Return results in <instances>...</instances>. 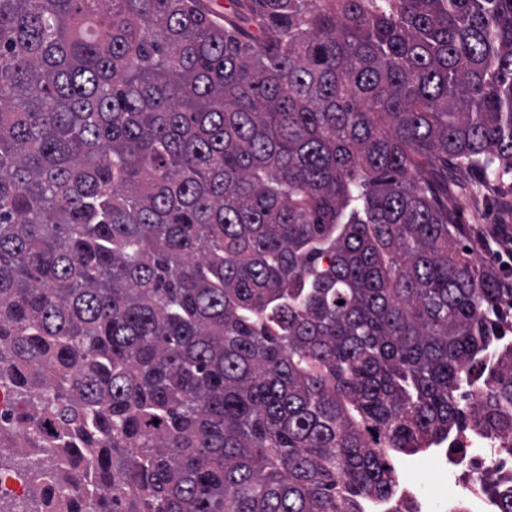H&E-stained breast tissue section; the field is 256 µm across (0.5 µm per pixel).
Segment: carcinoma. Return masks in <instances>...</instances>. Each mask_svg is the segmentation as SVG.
<instances>
[{
  "instance_id": "obj_1",
  "label": "carcinoma",
  "mask_w": 512,
  "mask_h": 512,
  "mask_svg": "<svg viewBox=\"0 0 512 512\" xmlns=\"http://www.w3.org/2000/svg\"><path fill=\"white\" fill-rule=\"evenodd\" d=\"M230 3L0 0L29 512H401L512 435V0Z\"/></svg>"
}]
</instances>
